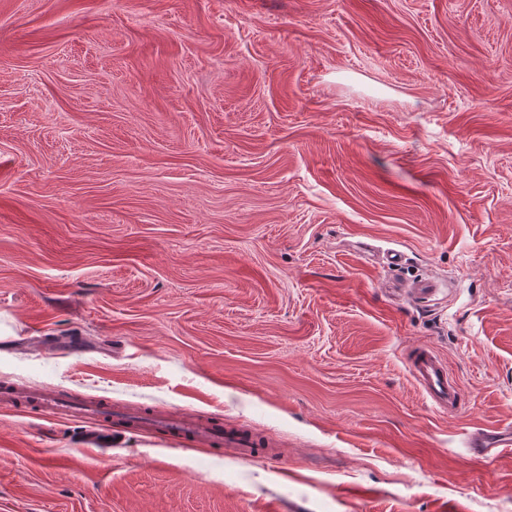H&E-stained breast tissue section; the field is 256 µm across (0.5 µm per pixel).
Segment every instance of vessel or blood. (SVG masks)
I'll use <instances>...</instances> for the list:
<instances>
[{"mask_svg": "<svg viewBox=\"0 0 512 512\" xmlns=\"http://www.w3.org/2000/svg\"><path fill=\"white\" fill-rule=\"evenodd\" d=\"M406 364L415 383L436 409L451 414L462 410L461 385L433 349L427 346L410 349ZM0 404L19 413L92 421L94 428L86 441L90 448H104L112 440L156 432L178 442L223 446L242 459L252 460L262 455L260 439L247 430L225 429L204 420L189 421L171 410H156L143 415L113 409L111 401L104 398L80 399L50 389L10 386L0 388ZM467 446L478 456L495 459L512 452V431L480 429L471 433Z\"/></svg>", "mask_w": 512, "mask_h": 512, "instance_id": "1", "label": "vessel or blood"}]
</instances>
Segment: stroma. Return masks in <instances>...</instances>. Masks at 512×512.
<instances>
[{"instance_id":"obj_1","label":"stroma","mask_w":512,"mask_h":512,"mask_svg":"<svg viewBox=\"0 0 512 512\" xmlns=\"http://www.w3.org/2000/svg\"><path fill=\"white\" fill-rule=\"evenodd\" d=\"M0 330L74 339L0 384L272 447L0 407V512H512V0H0ZM406 364L415 383L436 409L451 414L462 410L461 385L433 349L427 346L410 349ZM0 404L16 412L36 414L48 418L85 419L95 427L84 445L90 448H110L112 441L129 434L157 432L177 442H190L204 446H224L241 459L266 456L258 446L261 441L244 429H222L204 420L189 421L171 410H155L149 414L115 410L112 402L104 398H77L50 389L0 388ZM110 438V441H107ZM512 431L499 432L478 429L471 433L467 447L482 458L496 459L512 451Z\"/></svg>"}]
</instances>
